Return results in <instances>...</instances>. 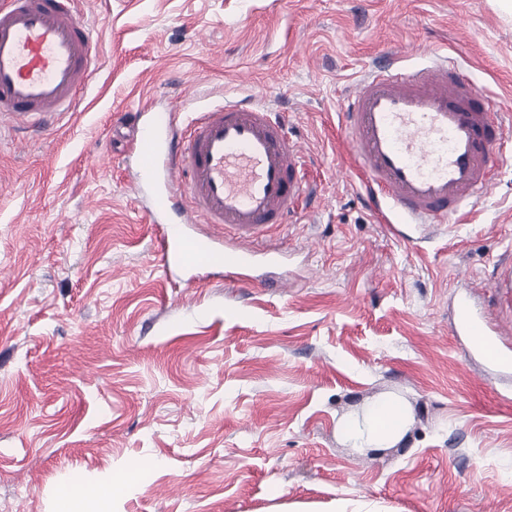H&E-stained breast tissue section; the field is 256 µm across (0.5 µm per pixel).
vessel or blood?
<instances>
[{
  "mask_svg": "<svg viewBox=\"0 0 512 512\" xmlns=\"http://www.w3.org/2000/svg\"><path fill=\"white\" fill-rule=\"evenodd\" d=\"M94 66L74 0H10L0 9L1 124L24 129L74 111ZM341 109L368 199L394 229L458 220L489 189L494 150L512 141L506 113L444 61L372 69ZM126 125L164 261L220 269L243 285L256 283L258 264L279 265L267 238L294 214L309 162L280 113L256 99L227 101L184 114L136 110ZM197 223L224 235H198ZM484 324L464 302L453 331L482 353Z\"/></svg>",
  "mask_w": 512,
  "mask_h": 512,
  "instance_id": "b4317fda",
  "label": "vessel or blood"
}]
</instances>
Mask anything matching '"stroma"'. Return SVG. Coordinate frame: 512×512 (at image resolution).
I'll return each instance as SVG.
<instances>
[{"label": "stroma", "mask_w": 512, "mask_h": 512, "mask_svg": "<svg viewBox=\"0 0 512 512\" xmlns=\"http://www.w3.org/2000/svg\"><path fill=\"white\" fill-rule=\"evenodd\" d=\"M99 61L47 128H0V512H61L117 486L112 512H512V370L452 332L512 256V145L465 218L421 247L378 222L338 128L370 65L453 61L512 108V15L496 0H76ZM263 93L315 160L322 204L269 240L288 278L165 276L135 108ZM412 420L360 452L376 398ZM409 422L408 408L396 399H377L349 420L343 438L351 448H385L399 441Z\"/></svg>", "instance_id": "1"}]
</instances>
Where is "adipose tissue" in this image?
I'll use <instances>...</instances> for the list:
<instances>
[{
  "instance_id": "adipose-tissue-1",
  "label": "adipose tissue",
  "mask_w": 512,
  "mask_h": 512,
  "mask_svg": "<svg viewBox=\"0 0 512 512\" xmlns=\"http://www.w3.org/2000/svg\"><path fill=\"white\" fill-rule=\"evenodd\" d=\"M409 422L407 407L395 399H377L349 420L343 438L351 447L385 448L399 441Z\"/></svg>"
}]
</instances>
